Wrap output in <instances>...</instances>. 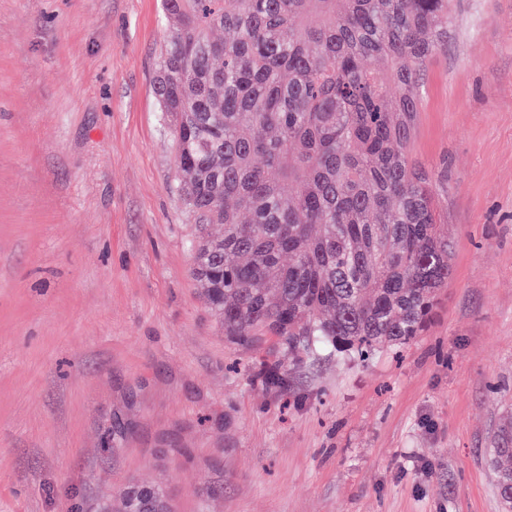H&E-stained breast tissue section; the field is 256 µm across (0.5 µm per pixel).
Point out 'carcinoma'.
Masks as SVG:
<instances>
[{"label":"carcinoma","mask_w":512,"mask_h":512,"mask_svg":"<svg viewBox=\"0 0 512 512\" xmlns=\"http://www.w3.org/2000/svg\"><path fill=\"white\" fill-rule=\"evenodd\" d=\"M164 2L156 93L197 221L192 273L224 335L273 337L292 362L410 342L452 272L436 183L409 150L451 0ZM282 368L256 379L281 386ZM489 462L512 512V428ZM118 512L172 507L130 483Z\"/></svg>","instance_id":"1"}]
</instances>
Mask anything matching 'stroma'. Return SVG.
Masks as SVG:
<instances>
[{
	"label": "stroma",
	"mask_w": 512,
	"mask_h": 512,
	"mask_svg": "<svg viewBox=\"0 0 512 512\" xmlns=\"http://www.w3.org/2000/svg\"><path fill=\"white\" fill-rule=\"evenodd\" d=\"M163 0H0V512H503L512 424V0H454L411 145L452 274L420 336L318 354L225 336L191 275L155 91ZM490 454V465L497 474V489L506 512L512 511V428L498 435ZM167 495L154 486L129 483L123 490L118 512H172Z\"/></svg>",
	"instance_id": "35a3bbf8"
}]
</instances>
